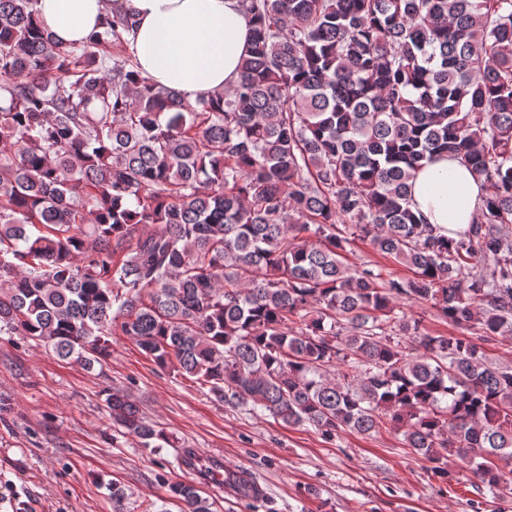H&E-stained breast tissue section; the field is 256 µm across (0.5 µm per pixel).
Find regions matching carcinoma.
Segmentation results:
<instances>
[{"instance_id": "obj_1", "label": "carcinoma", "mask_w": 512, "mask_h": 512, "mask_svg": "<svg viewBox=\"0 0 512 512\" xmlns=\"http://www.w3.org/2000/svg\"><path fill=\"white\" fill-rule=\"evenodd\" d=\"M0 0V333L87 368L132 336L232 408L327 439L390 428L449 478L512 483V365L397 302L512 335V0H242L240 81L189 102ZM446 152L489 189L461 231L410 181ZM357 240L410 270L351 265ZM109 417L169 443L127 395ZM182 512H211L196 483Z\"/></svg>"}]
</instances>
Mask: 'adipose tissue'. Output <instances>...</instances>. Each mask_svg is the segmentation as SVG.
<instances>
[{
  "label": "adipose tissue",
  "instance_id": "ef3b65f1",
  "mask_svg": "<svg viewBox=\"0 0 512 512\" xmlns=\"http://www.w3.org/2000/svg\"><path fill=\"white\" fill-rule=\"evenodd\" d=\"M40 25L59 41L80 44L107 14L134 24L129 51L141 74L194 102L239 80L252 39L240 0H38ZM486 185L458 160L428 163L412 182V208L430 224L464 229L474 223Z\"/></svg>",
  "mask_w": 512,
  "mask_h": 512
}]
</instances>
